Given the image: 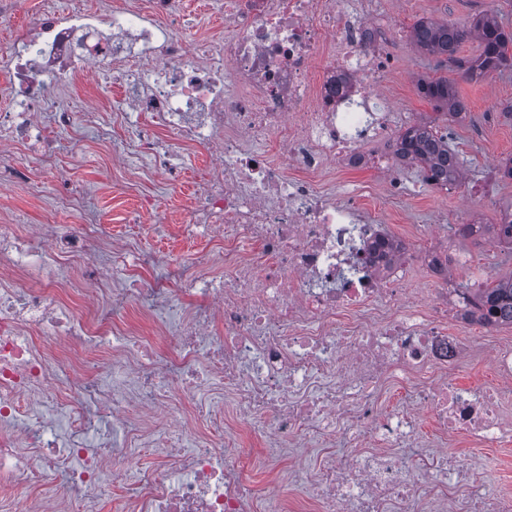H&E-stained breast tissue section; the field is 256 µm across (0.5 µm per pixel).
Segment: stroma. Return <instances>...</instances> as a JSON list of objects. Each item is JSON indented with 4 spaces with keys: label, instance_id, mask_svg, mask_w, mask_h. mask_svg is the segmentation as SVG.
<instances>
[{
    "label": "stroma",
    "instance_id": "obj_1",
    "mask_svg": "<svg viewBox=\"0 0 512 512\" xmlns=\"http://www.w3.org/2000/svg\"><path fill=\"white\" fill-rule=\"evenodd\" d=\"M176 8L188 43L222 34L224 19L208 9L206 0H176ZM488 9L495 10L503 25L512 29V0H404L399 19L408 26L422 18L465 25ZM478 50L477 40L467 39L459 47L456 62L442 63L414 44L402 42L396 47L399 75L387 90V108L414 114L430 111V104L418 95L416 84L420 78L440 75L456 79L467 108L465 119L450 126L452 143L466 161L463 186L448 191L423 186L420 172L410 168L404 179L411 191L404 199H390L379 193L364 201L367 208L384 214L392 234L409 243L412 256L405 287L409 300L423 307L438 295L434 272L426 262L431 252L449 250L466 257L467 263L456 278L457 287L462 289L512 276V249L502 246L493 251L485 238L464 237L458 232L460 221L493 224L500 212L512 209V179L501 173L505 161L512 157V121L502 117L499 109L501 102L512 100V70L493 73L477 82L465 79L458 64ZM72 92L84 95L89 107L70 132L50 129L51 141L60 146L53 169H46L35 156L18 157L37 179L44 181V193L31 196L23 184L0 188V222H10L20 215L28 224H45L59 218L74 226L103 224L104 237L91 244L98 260H106L107 243L112 239L129 241L163 256L161 265L142 270L141 280L146 284L168 276L179 262L209 250V243L186 239L178 230L193 190L210 163L206 151L185 149L182 178L175 184L159 181L141 159L122 168L110 167L107 156L111 141L134 136L112 110V102L120 94L118 82L108 72L100 87L79 84L71 91L51 92L49 99L62 102ZM67 181L81 184L88 195L80 207L63 212L56 203L55 187ZM147 196L154 201L149 215L139 208L140 198ZM448 332L473 347L472 357L455 373L458 381L472 387L490 384L493 371L487 353L498 345L512 344V329L469 330L452 325ZM238 449L250 460L256 481L279 479L293 502L303 499L324 459L320 449L291 448L277 469L269 470L259 432L246 429L241 432ZM446 451L466 460L480 483L512 494V443L480 449L458 442L447 446Z\"/></svg>",
    "mask_w": 512,
    "mask_h": 512
}]
</instances>
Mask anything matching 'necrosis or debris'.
I'll return each instance as SVG.
<instances>
[{"instance_id":"4bbe7bcc","label":"necrosis or debris","mask_w":512,"mask_h":512,"mask_svg":"<svg viewBox=\"0 0 512 512\" xmlns=\"http://www.w3.org/2000/svg\"><path fill=\"white\" fill-rule=\"evenodd\" d=\"M394 40L387 0H224L223 38L192 47L175 0H131L106 16L85 0H45L35 29L14 30L0 47V182H28L18 147L52 159L42 112L66 130L86 110L81 99L50 108L48 89L108 66L124 124L147 116L159 131L114 142L111 160L139 155L165 180L185 146L205 149L211 166L183 233L215 252L176 287L146 288L135 274L151 257L125 245L79 284L88 319L59 290L68 265L88 259L97 225L40 224L22 237L0 223V482L11 490L0 512H96L126 475L118 512H252L258 502L285 512L280 486L255 484L240 456L228 398L261 428L269 463L295 443L327 449L308 487L317 512H512L511 496L432 448L417 414L427 408L440 437L475 448L512 441V346L490 356L495 384L475 391L453 379L469 352L448 321L479 306L453 280L459 258L437 266V305L405 306L408 247L360 207L370 186L335 195L325 184L371 169L389 196L405 192L397 130L415 117L368 119L397 71ZM117 277L123 287L103 292ZM177 300L192 302L191 316L160 341L114 317ZM389 379L404 397L384 410L378 388ZM145 456L159 467H141ZM50 472L63 483L45 493Z\"/></svg>"}]
</instances>
